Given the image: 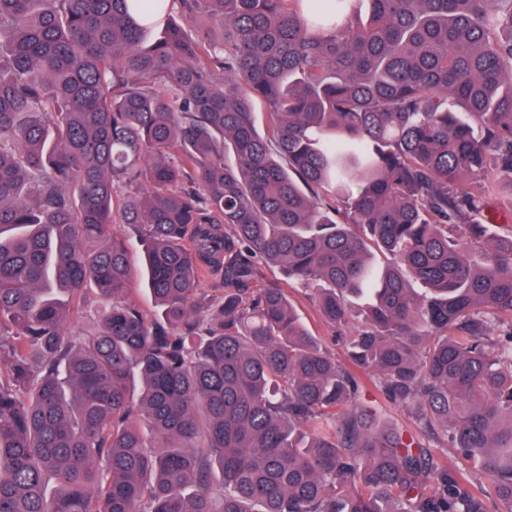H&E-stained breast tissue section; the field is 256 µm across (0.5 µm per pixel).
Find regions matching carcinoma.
I'll list each match as a JSON object with an SVG mask.
<instances>
[{
    "label": "carcinoma",
    "mask_w": 512,
    "mask_h": 512,
    "mask_svg": "<svg viewBox=\"0 0 512 512\" xmlns=\"http://www.w3.org/2000/svg\"><path fill=\"white\" fill-rule=\"evenodd\" d=\"M172 2L0 0V512H512V0ZM263 278L266 284L285 288L288 298L296 312L302 317L305 324L315 336H319L344 366L350 367L341 343L334 341L331 329L322 322L310 292L296 285L288 286V279L284 277L279 266L269 265L263 268ZM365 403L369 405L375 406L379 411V417L384 420L391 423H396L400 426H403L404 428H407L409 430H414V424L412 422L411 417L407 413L406 410L402 411L397 408L390 407L387 404L382 403L380 400V396L378 393L371 389L368 392L364 393V396H362Z\"/></svg>",
    "instance_id": "cac0c4a2"
}]
</instances>
